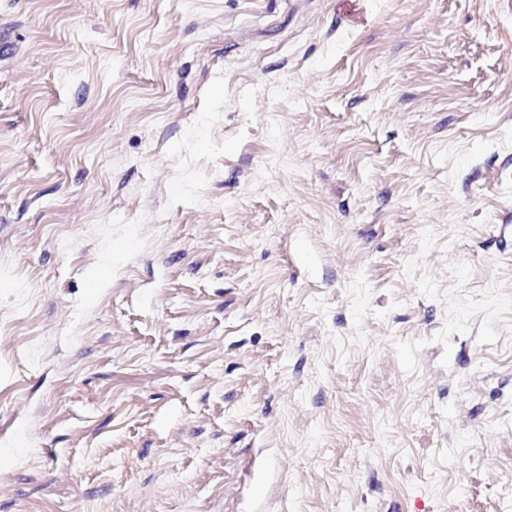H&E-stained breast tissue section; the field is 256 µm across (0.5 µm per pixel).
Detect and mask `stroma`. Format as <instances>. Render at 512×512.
Masks as SVG:
<instances>
[{
  "mask_svg": "<svg viewBox=\"0 0 512 512\" xmlns=\"http://www.w3.org/2000/svg\"><path fill=\"white\" fill-rule=\"evenodd\" d=\"M336 2L0 0V512H512V0Z\"/></svg>",
  "mask_w": 512,
  "mask_h": 512,
  "instance_id": "obj_1",
  "label": "stroma"
}]
</instances>
